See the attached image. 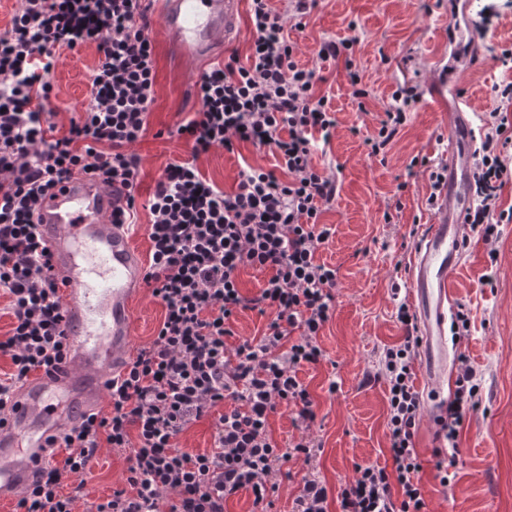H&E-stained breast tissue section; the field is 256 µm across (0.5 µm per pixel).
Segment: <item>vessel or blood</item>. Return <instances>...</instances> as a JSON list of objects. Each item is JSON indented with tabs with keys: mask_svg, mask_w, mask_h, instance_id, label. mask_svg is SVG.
I'll list each match as a JSON object with an SVG mask.
<instances>
[{
	"mask_svg": "<svg viewBox=\"0 0 512 512\" xmlns=\"http://www.w3.org/2000/svg\"><path fill=\"white\" fill-rule=\"evenodd\" d=\"M242 0H144L158 14L168 50L205 69L239 35ZM444 137L448 181L409 270L417 307L424 372L433 387L448 373V313L452 280L463 264L471 204L472 125L468 102L448 111ZM112 192L73 173L45 195L35 221L51 254L64 304L65 352L56 371L26 380L0 426V503L20 499L50 455V438L99 411L108 385L133 356V306L146 287L147 267L125 228L112 222Z\"/></svg>",
	"mask_w": 512,
	"mask_h": 512,
	"instance_id": "1",
	"label": "vessel or blood"
}]
</instances>
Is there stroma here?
Instances as JSON below:
<instances>
[{
  "label": "stroma",
  "instance_id": "1",
  "mask_svg": "<svg viewBox=\"0 0 512 512\" xmlns=\"http://www.w3.org/2000/svg\"><path fill=\"white\" fill-rule=\"evenodd\" d=\"M497 13L493 27L477 32L472 21L484 7ZM155 44V102L149 117L150 135L136 144L140 155V194L148 196L162 168L171 160L189 158L186 145L164 131L197 108L193 67L166 49L157 18H150ZM298 44L300 65L319 68L323 77L317 95L328 96L337 126L328 143L320 144L313 162L334 174L339 186L335 202L321 215L335 232L322 248L319 261L336 267V311L325 326L319 344L326 354L317 366L302 367L300 379L317 403L312 432L321 445L312 463H290L289 476L279 477L276 512H290L303 477L324 481L330 494L351 480L359 465L392 467L386 438L387 385L379 380L363 384L385 346L401 341L403 328L396 319L399 302L408 290L391 291L396 264H408L413 252L409 233L414 225H427L432 217L425 206L429 192L421 168L413 158L440 159L448 123L447 104L433 97L435 87L459 89L470 105L473 128H480L497 105L491 89L512 81V69L503 68L497 56L512 45V0H468L466 13L448 19V0H320L302 28L290 29ZM358 36L353 61L363 84L371 92L365 102L353 95L343 62L320 61V42ZM478 57L477 65L457 73L448 71V52ZM99 59L95 45L63 51L50 76L53 92L48 104L58 128L67 127L86 100L88 78ZM421 84L423 96L411 109V119L390 146L385 160L369 154L364 143L383 112L392 105L396 84L402 80ZM276 158L251 145L234 151L214 149L196 162L202 174L225 191L237 186L245 165L274 168ZM406 183L397 193L398 183ZM395 212L385 223L384 212ZM495 243L468 233L465 262L452 287L456 304L466 305L470 335L449 341L450 361L470 356L481 377L483 399L478 410L467 414L455 448L448 455L456 462L455 479L441 485L437 478L434 416L440 403L452 395L454 384L415 386L424 402L414 443L423 464L421 473L430 512H512V223L501 225ZM337 383L329 392V383ZM127 468L123 455L101 448L86 476L84 501L100 502L121 484Z\"/></svg>",
  "mask_w": 512,
  "mask_h": 512
}]
</instances>
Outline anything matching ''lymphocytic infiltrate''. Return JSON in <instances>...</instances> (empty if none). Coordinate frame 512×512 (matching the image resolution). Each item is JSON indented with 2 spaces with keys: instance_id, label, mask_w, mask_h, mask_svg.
Listing matches in <instances>:
<instances>
[{
  "instance_id": "f902f5d3",
  "label": "lymphocytic infiltrate",
  "mask_w": 512,
  "mask_h": 512,
  "mask_svg": "<svg viewBox=\"0 0 512 512\" xmlns=\"http://www.w3.org/2000/svg\"><path fill=\"white\" fill-rule=\"evenodd\" d=\"M251 39L246 59L230 56L201 74L200 108L175 125L191 147L187 159L168 162L146 204H139L141 159L133 147L149 130L155 101V51L141 19L140 0H20L0 34V297L9 300L12 328L0 337V419L32 374L55 369L64 352L63 302L51 275L48 250L34 222L41 197L72 172H84L125 202L112 213L133 226L146 207L150 242L146 285L164 309L153 340L109 386L110 413L89 414L58 442L63 460L49 459L15 512H74L84 475L101 446L125 452L127 475L89 512H224L238 492L251 491L252 512H271L282 461L312 459L320 448L311 433L315 402L299 370L321 363L318 337L336 309L338 271L317 254L332 237L321 223L336 196V180L312 157L337 125L322 77L300 65L285 28L315 9L317 0H293L278 12L270 0H248ZM96 44L101 58L90 92L67 131L57 133L46 110L48 76L60 49ZM496 108L472 155L473 203L465 223L484 240L512 222L499 192L512 181V82L494 86ZM366 144L383 153L410 120L420 86L394 91ZM247 143L267 150L279 171L247 166L235 191L206 179L196 157ZM246 268L266 272L252 296L239 288ZM267 322L261 332L228 346L238 312ZM405 328L387 347L378 378L388 386L387 437L392 468L359 466L336 497L340 512H427L414 432L421 398L413 384V317L399 305ZM477 372L460 355L456 389L435 418L436 438L454 442L466 414L480 404ZM291 410L298 439L276 441L269 416ZM212 416L213 442L202 453L183 451L180 434Z\"/></svg>"
}]
</instances>
